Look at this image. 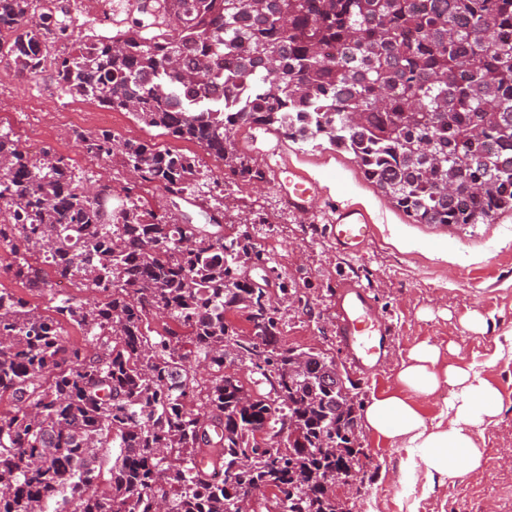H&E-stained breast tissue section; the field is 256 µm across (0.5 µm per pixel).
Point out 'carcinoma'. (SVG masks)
Returning <instances> with one entry per match:
<instances>
[{
    "mask_svg": "<svg viewBox=\"0 0 512 512\" xmlns=\"http://www.w3.org/2000/svg\"><path fill=\"white\" fill-rule=\"evenodd\" d=\"M2 28L0 62L20 77L38 76L50 40L71 41L54 63L62 90L198 145L233 181L265 179L232 141L257 126L353 153L418 224L512 211V0H135L116 33L84 38L37 0H0ZM212 85L249 97L227 106L202 95ZM74 136L142 183L202 193L195 156ZM92 185L0 131V247L15 257L4 273L43 288L47 266L104 295L54 294L45 315L0 289V398L13 403L0 416V512H236L260 487L284 512H341L336 479L365 455L356 402L336 392L334 358L310 351L294 367L248 231L214 232L213 216L176 224L132 187ZM154 312L170 320L161 331ZM65 323L86 344L66 343ZM261 346L264 393L226 373ZM104 448L119 453L101 491Z\"/></svg>",
    "mask_w": 512,
    "mask_h": 512,
    "instance_id": "carcinoma-1",
    "label": "carcinoma"
}]
</instances>
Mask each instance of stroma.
<instances>
[{"instance_id": "1", "label": "stroma", "mask_w": 512, "mask_h": 512, "mask_svg": "<svg viewBox=\"0 0 512 512\" xmlns=\"http://www.w3.org/2000/svg\"><path fill=\"white\" fill-rule=\"evenodd\" d=\"M66 100L51 72L22 79L0 63L1 130L22 143L34 128H43L42 150L111 184L114 193L134 186L120 163L91 157L78 146L73 130L97 131L101 124L76 122ZM115 135L198 156L206 170L215 166L194 143L146 127L125 112L115 118ZM233 140L267 175L262 182H225L224 230H248L269 267L287 280L293 299L279 306L283 347L334 357L363 406L372 395L396 388L403 361L424 341L446 349L449 362L480 371L500 393L499 415L475 432L486 450L482 469L455 465L445 483L429 493L408 487L399 480L404 449L365 429L359 442L366 456L356 476L361 487L339 488V496L349 497L353 512H512V463L504 461L512 452V211L489 224H418L364 178L351 153L256 126L238 129ZM275 165L300 170L317 184L312 215L289 210L286 180L272 173ZM135 188L150 209L177 223L205 221V205L188 204L152 186ZM252 204L263 207L268 223L242 225ZM339 205L363 209L372 220L360 255H342L329 237L326 217ZM345 281L366 293L373 314L393 331L385 357L369 369L353 363L336 334V287ZM469 313L483 318L485 330L463 324Z\"/></svg>"}]
</instances>
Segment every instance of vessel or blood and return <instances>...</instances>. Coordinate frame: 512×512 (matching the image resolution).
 Masks as SVG:
<instances>
[{"mask_svg":"<svg viewBox=\"0 0 512 512\" xmlns=\"http://www.w3.org/2000/svg\"><path fill=\"white\" fill-rule=\"evenodd\" d=\"M318 193L317 186L308 181L292 184L287 192L290 208L309 215ZM330 235L339 252L346 255L358 254L369 236V216L354 207L339 208L329 217ZM336 332L342 336L350 350L371 357L379 353L381 336L385 331L376 319L357 287L343 283L336 298Z\"/></svg>","mask_w":512,"mask_h":512,"instance_id":"vessel-or-blood-1","label":"vessel or blood"}]
</instances>
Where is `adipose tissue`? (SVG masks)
<instances>
[{
	"label": "adipose tissue",
	"instance_id": "obj_1",
	"mask_svg": "<svg viewBox=\"0 0 512 512\" xmlns=\"http://www.w3.org/2000/svg\"><path fill=\"white\" fill-rule=\"evenodd\" d=\"M397 379L396 389L372 398L365 423L390 445L405 448L401 482L441 483L458 463L471 471L480 468L484 451L474 431L500 412L495 385L472 367L448 363L440 347L426 341L412 348ZM443 387L451 389V397L435 417L426 418L420 402Z\"/></svg>",
	"mask_w": 512,
	"mask_h": 512
}]
</instances>
